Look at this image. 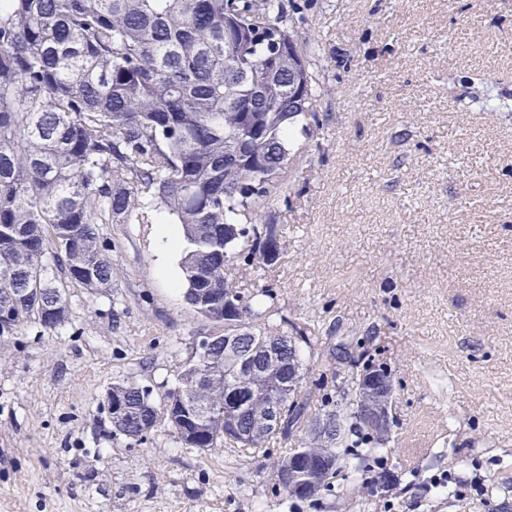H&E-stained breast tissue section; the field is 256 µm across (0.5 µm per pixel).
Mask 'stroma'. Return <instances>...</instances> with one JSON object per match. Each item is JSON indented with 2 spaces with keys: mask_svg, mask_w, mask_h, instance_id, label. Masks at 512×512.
Returning <instances> with one entry per match:
<instances>
[{
  "mask_svg": "<svg viewBox=\"0 0 512 512\" xmlns=\"http://www.w3.org/2000/svg\"><path fill=\"white\" fill-rule=\"evenodd\" d=\"M318 116L296 135L267 274L281 318L392 369L394 486L374 512H512V0H283ZM111 291L70 287L68 320L0 336V512H357L284 500L285 446L181 447L113 434L112 383L170 387L212 326L183 300L156 221L99 227ZM480 476L478 497L430 485Z\"/></svg>",
  "mask_w": 512,
  "mask_h": 512,
  "instance_id": "stroma-1",
  "label": "stroma"
}]
</instances>
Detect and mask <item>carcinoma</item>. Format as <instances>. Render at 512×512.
<instances>
[{"instance_id": "obj_1", "label": "carcinoma", "mask_w": 512, "mask_h": 512, "mask_svg": "<svg viewBox=\"0 0 512 512\" xmlns=\"http://www.w3.org/2000/svg\"><path fill=\"white\" fill-rule=\"evenodd\" d=\"M313 49L295 41L283 0H0V336L55 331L70 285L112 289L98 225L157 212L180 226L185 303L217 331L160 395L112 384L104 407L125 409L112 432L139 442L164 424L202 452L289 443L272 470L287 500L336 478L299 492L295 455L338 456L361 477L387 447L354 406L362 373L388 364L365 350L332 372L335 393L314 390L306 363L330 369L337 347L315 353L302 326L269 322L263 280L283 231L262 209L283 191L291 131L315 123ZM273 396L282 426L253 433ZM317 422L330 441L309 434Z\"/></svg>"}]
</instances>
